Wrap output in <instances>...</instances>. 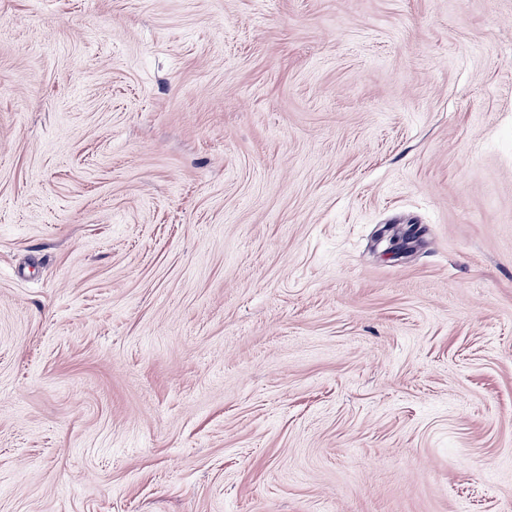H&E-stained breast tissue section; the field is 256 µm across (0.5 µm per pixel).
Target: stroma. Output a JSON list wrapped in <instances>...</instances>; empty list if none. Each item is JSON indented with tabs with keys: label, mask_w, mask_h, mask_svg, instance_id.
Here are the masks:
<instances>
[{
	"label": "stroma",
	"mask_w": 512,
	"mask_h": 512,
	"mask_svg": "<svg viewBox=\"0 0 512 512\" xmlns=\"http://www.w3.org/2000/svg\"><path fill=\"white\" fill-rule=\"evenodd\" d=\"M0 512H512V0H0Z\"/></svg>",
	"instance_id": "35a3bbf8"
}]
</instances>
